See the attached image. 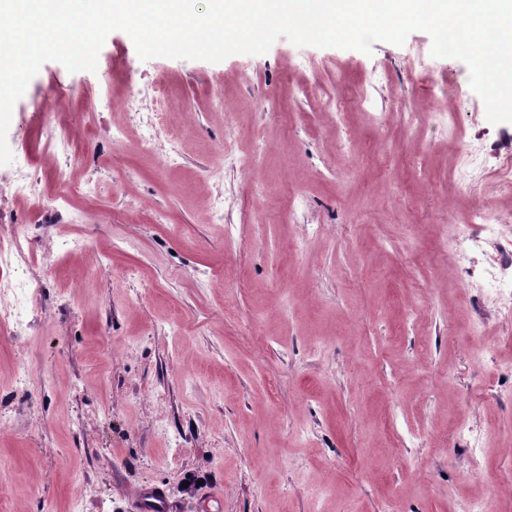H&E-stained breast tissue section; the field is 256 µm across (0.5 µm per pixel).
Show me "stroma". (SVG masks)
I'll use <instances>...</instances> for the list:
<instances>
[{
    "label": "stroma",
    "instance_id": "1",
    "mask_svg": "<svg viewBox=\"0 0 512 512\" xmlns=\"http://www.w3.org/2000/svg\"><path fill=\"white\" fill-rule=\"evenodd\" d=\"M431 46L421 30L368 54L282 37L216 64L144 61L116 30L99 57L117 81L41 65L12 154L37 151L46 92L90 120L76 161L38 164L43 210L0 182L38 304L21 340L0 338V512H134L152 487L174 512L209 490L218 512H460L480 492L512 512L474 479L470 443L489 472L512 443V322L484 282L494 250L462 259L451 240L476 208L512 213L488 185L512 123L470 89L422 98L412 67L469 79ZM465 147L482 164L461 175ZM73 179L86 195L59 203Z\"/></svg>",
    "mask_w": 512,
    "mask_h": 512
}]
</instances>
